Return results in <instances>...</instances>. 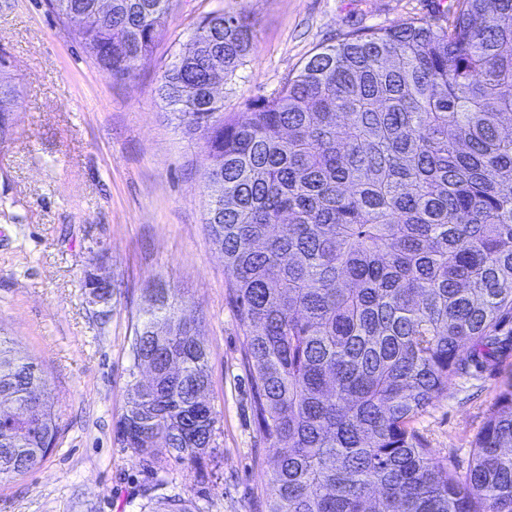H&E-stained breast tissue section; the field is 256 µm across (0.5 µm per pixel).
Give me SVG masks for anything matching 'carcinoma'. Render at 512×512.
<instances>
[{
    "instance_id": "obj_1",
    "label": "carcinoma",
    "mask_w": 512,
    "mask_h": 512,
    "mask_svg": "<svg viewBox=\"0 0 512 512\" xmlns=\"http://www.w3.org/2000/svg\"><path fill=\"white\" fill-rule=\"evenodd\" d=\"M86 54L127 79L162 40L174 0H50ZM254 24L202 16L159 98L208 154L205 226L245 328L259 432L277 449L267 512H512V381L468 468L414 427L448 384L496 358L512 324V0H457L450 24L350 34L224 120L216 78ZM17 84L0 83V145ZM118 434L138 456L193 463L217 415L202 321L146 289ZM49 376L0 336V479L35 470L58 433Z\"/></svg>"
}]
</instances>
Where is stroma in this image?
Listing matches in <instances>:
<instances>
[{"label": "stroma", "instance_id": "1", "mask_svg": "<svg viewBox=\"0 0 512 512\" xmlns=\"http://www.w3.org/2000/svg\"><path fill=\"white\" fill-rule=\"evenodd\" d=\"M456 0H176L167 33L134 76L114 80L83 52L48 0H0V52L22 97L0 145V332L40 361L58 398L57 442L34 472L0 480V512H266L274 450L258 431L242 360L244 328L224 259L203 223L206 154L155 92L200 16L255 22L251 53L222 87L224 115L278 91L321 47L413 19L447 24ZM116 289L93 306L91 265ZM161 280L203 320L214 450L187 463L143 460L117 432L133 361L132 324ZM512 345L455 378L415 421L438 456L466 470Z\"/></svg>", "mask_w": 512, "mask_h": 512}]
</instances>
